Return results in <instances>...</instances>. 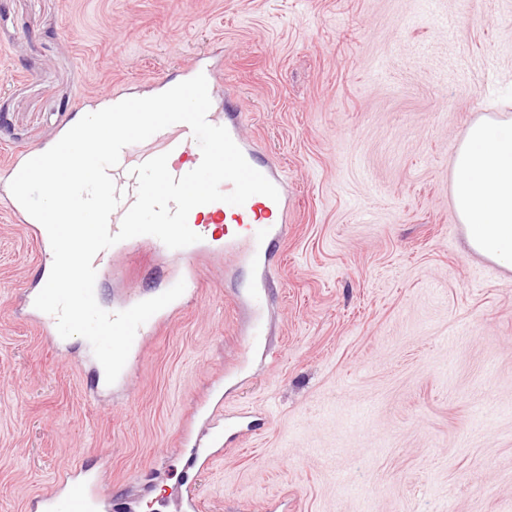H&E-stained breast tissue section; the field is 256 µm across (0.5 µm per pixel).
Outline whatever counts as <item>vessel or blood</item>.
I'll return each instance as SVG.
<instances>
[{
    "instance_id": "obj_1",
    "label": "vessel or blood",
    "mask_w": 512,
    "mask_h": 512,
    "mask_svg": "<svg viewBox=\"0 0 512 512\" xmlns=\"http://www.w3.org/2000/svg\"><path fill=\"white\" fill-rule=\"evenodd\" d=\"M199 74L207 79L210 97H218L224 86L223 64L210 63L205 54L196 56L187 65L186 75L192 78ZM207 120L229 131L248 163L277 187L279 197L273 200L255 195L240 206L213 202L193 208L188 215V225L200 235L201 240L181 249L182 263L174 277L184 280L186 288H193L199 260L206 255L225 253L233 256L239 265L256 270L258 277L254 285L265 288L266 274L274 266V249L283 239L288 222V185L280 166L265 159L257 141L244 134L243 114L236 109L232 100H225L220 106L215 103L211 105ZM161 154L167 155L168 170L177 178L195 169L202 159L200 147L190 127L184 123L170 125L144 142L124 147L118 165L109 170L122 195L118 207L109 218L110 231L119 230L124 214L136 200L137 180L132 173L133 168ZM6 203L15 222L29 225L32 239L36 243H43V225L32 220L14 196H7ZM156 242V237L150 235L119 242L97 253L93 266L96 272H103L110 256L125 254L130 248H141ZM177 308V303H170L138 329L131 355L143 354L146 336L161 327ZM243 431L239 416L225 417L222 429L213 433L210 446L199 450L196 455L200 468H209L217 457L231 448ZM102 497L100 475L83 476L79 471L66 468L58 473L55 490L41 497L40 502L45 512H96Z\"/></svg>"
}]
</instances>
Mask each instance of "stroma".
<instances>
[{"mask_svg":"<svg viewBox=\"0 0 512 512\" xmlns=\"http://www.w3.org/2000/svg\"><path fill=\"white\" fill-rule=\"evenodd\" d=\"M207 49L288 180L264 349L253 271L206 258L89 402L94 354L25 315L44 251L0 205V512H34L67 464L114 512H179L190 487L197 512H512V271L469 252L450 182L468 127L512 113V0H0V160ZM178 261L116 256L135 275L102 303ZM217 402L256 425L201 470Z\"/></svg>","mask_w":512,"mask_h":512,"instance_id":"obj_1","label":"stroma"}]
</instances>
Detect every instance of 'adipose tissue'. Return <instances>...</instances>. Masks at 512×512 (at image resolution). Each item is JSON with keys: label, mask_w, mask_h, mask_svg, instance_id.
Returning a JSON list of instances; mask_svg holds the SVG:
<instances>
[{"label": "adipose tissue", "mask_w": 512, "mask_h": 512, "mask_svg": "<svg viewBox=\"0 0 512 512\" xmlns=\"http://www.w3.org/2000/svg\"><path fill=\"white\" fill-rule=\"evenodd\" d=\"M452 192L470 249L512 271V114L471 124L455 152Z\"/></svg>", "instance_id": "ef3b65f1"}]
</instances>
